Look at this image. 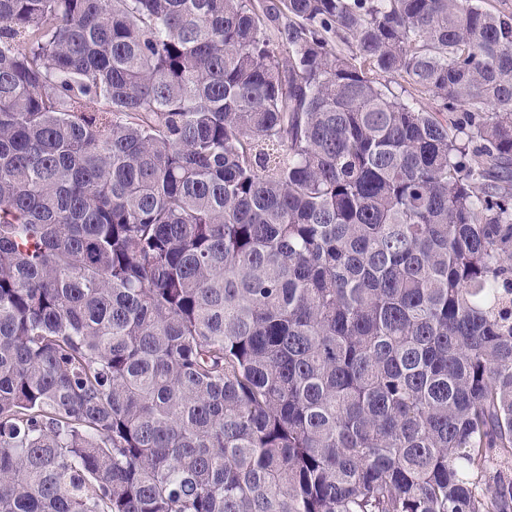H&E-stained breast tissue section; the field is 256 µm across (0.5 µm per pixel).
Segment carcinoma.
I'll use <instances>...</instances> for the list:
<instances>
[{"label": "carcinoma", "mask_w": 512, "mask_h": 512, "mask_svg": "<svg viewBox=\"0 0 512 512\" xmlns=\"http://www.w3.org/2000/svg\"><path fill=\"white\" fill-rule=\"evenodd\" d=\"M0 512H512V12L0 0Z\"/></svg>", "instance_id": "1"}]
</instances>
